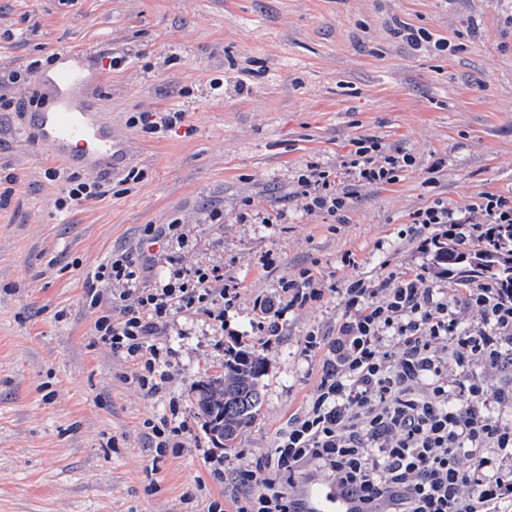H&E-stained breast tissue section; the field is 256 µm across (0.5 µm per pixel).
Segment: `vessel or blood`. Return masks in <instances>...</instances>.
Returning a JSON list of instances; mask_svg holds the SVG:
<instances>
[{"label":"vessel or blood","instance_id":"obj_1","mask_svg":"<svg viewBox=\"0 0 512 512\" xmlns=\"http://www.w3.org/2000/svg\"><path fill=\"white\" fill-rule=\"evenodd\" d=\"M60 59L55 69L38 75L47 103L25 113L22 132L30 143L48 147L68 167L112 171L122 158L111 119L94 104L100 77L85 65L83 53L64 49ZM304 494L311 512H351L336 489L323 482L310 483Z\"/></svg>","mask_w":512,"mask_h":512}]
</instances>
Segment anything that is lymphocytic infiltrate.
<instances>
[{"mask_svg": "<svg viewBox=\"0 0 512 512\" xmlns=\"http://www.w3.org/2000/svg\"><path fill=\"white\" fill-rule=\"evenodd\" d=\"M415 164L409 153L359 138L341 168L353 182H400ZM338 173V174H341ZM338 174L304 163L295 194L302 209L339 221L353 196ZM62 181L59 211H71L110 190L103 178L50 170ZM411 228L421 248L452 240L499 247L512 237V195L479 194L467 217L435 201L416 210ZM146 264L112 253L87 285L91 304L110 288L114 315L95 330L113 354L140 362V388L156 394L167 379L160 349L149 339L178 309L214 312L227 324L238 298L221 270H178L147 281ZM311 271L284 286V306L260 304L251 329L277 335L285 312L320 294ZM347 311L335 334L310 330L307 355L323 354L320 380L306 406L291 415L270 453L233 472L216 468L227 498L207 512H308L307 482L333 485L354 512H512V283H474L455 295L438 288L427 269L389 274L381 282L356 276L342 290Z\"/></svg>", "mask_w": 512, "mask_h": 512, "instance_id": "lymphocytic-infiltrate-1", "label": "lymphocytic infiltrate"}]
</instances>
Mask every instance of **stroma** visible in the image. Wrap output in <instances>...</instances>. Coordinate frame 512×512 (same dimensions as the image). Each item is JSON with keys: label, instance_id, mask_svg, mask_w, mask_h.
<instances>
[{"label": "stroma", "instance_id": "stroma-1", "mask_svg": "<svg viewBox=\"0 0 512 512\" xmlns=\"http://www.w3.org/2000/svg\"><path fill=\"white\" fill-rule=\"evenodd\" d=\"M408 25L448 39L451 52L413 50ZM84 47L126 58L98 106L144 177L125 192L112 172L104 198L58 212L50 149L26 143L15 114L0 112V170L17 178L0 199V512H204L224 487L203 450L230 472L274 448L321 374L303 338L345 320L347 280L432 266L412 213L439 198L463 217L481 193L512 195V0H0V74ZM170 109L185 111L188 131L160 138L127 124ZM372 136L415 167L397 184L359 187L346 223L304 212L293 195L300 166L337 169L354 139ZM215 205L223 223L208 219ZM280 210L284 223H267ZM176 219L189 246L164 253L157 271L222 269L238 286L230 330L249 333L256 298L278 299L301 269L325 288L287 313L278 336L254 337L269 359L265 398L232 448H212L194 416L230 331L176 313L153 339L169 352L168 380L149 396L138 367L96 335L110 298L94 307L85 296L105 257L142 259L148 225ZM347 253L356 268L343 266ZM173 400L189 430L182 451L157 461L144 423Z\"/></svg>", "mask_w": 512, "mask_h": 512}]
</instances>
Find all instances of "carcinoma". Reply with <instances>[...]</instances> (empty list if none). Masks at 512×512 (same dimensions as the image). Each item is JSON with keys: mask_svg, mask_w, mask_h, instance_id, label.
<instances>
[{"mask_svg": "<svg viewBox=\"0 0 512 512\" xmlns=\"http://www.w3.org/2000/svg\"><path fill=\"white\" fill-rule=\"evenodd\" d=\"M437 262L454 263L459 281L477 277L487 284L512 281V250L481 245L465 256L456 244L441 246ZM267 359L258 347L235 341L224 349V370L208 376L196 393V418L203 421L218 448H232L237 438L257 419L263 401Z\"/></svg>", "mask_w": 512, "mask_h": 512, "instance_id": "carcinoma-1", "label": "carcinoma"}]
</instances>
